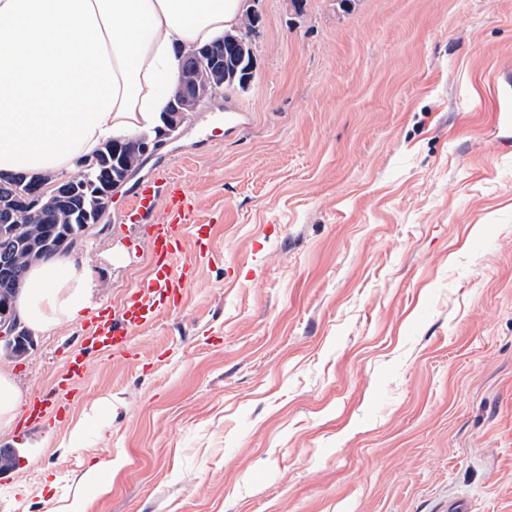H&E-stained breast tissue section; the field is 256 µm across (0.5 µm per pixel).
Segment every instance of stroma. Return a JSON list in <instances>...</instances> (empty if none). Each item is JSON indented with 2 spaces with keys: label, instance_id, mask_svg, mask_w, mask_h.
<instances>
[{
  "label": "stroma",
  "instance_id": "stroma-1",
  "mask_svg": "<svg viewBox=\"0 0 512 512\" xmlns=\"http://www.w3.org/2000/svg\"><path fill=\"white\" fill-rule=\"evenodd\" d=\"M251 8L253 83L115 192L94 310L10 360L26 400L149 276L127 214L158 169L212 227L196 276L129 355L87 351L62 420L0 430V512H512V0ZM112 414V401L105 400L101 409L94 411L92 414L85 415L73 427L70 433V445L73 448H80L83 443L86 431L97 423L102 415Z\"/></svg>",
  "mask_w": 512,
  "mask_h": 512
}]
</instances>
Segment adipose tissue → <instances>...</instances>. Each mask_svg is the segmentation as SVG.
I'll return each mask as SVG.
<instances>
[{
  "label": "adipose tissue",
  "instance_id": "1",
  "mask_svg": "<svg viewBox=\"0 0 512 512\" xmlns=\"http://www.w3.org/2000/svg\"><path fill=\"white\" fill-rule=\"evenodd\" d=\"M240 0H0V171L61 176L102 144L153 130L176 47L238 23ZM96 287L80 251L35 263L15 299L42 336L80 319Z\"/></svg>",
  "mask_w": 512,
  "mask_h": 512
}]
</instances>
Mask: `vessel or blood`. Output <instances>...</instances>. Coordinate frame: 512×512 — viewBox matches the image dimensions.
Listing matches in <instances>:
<instances>
[{
  "label": "vessel or blood",
  "instance_id": "obj_1",
  "mask_svg": "<svg viewBox=\"0 0 512 512\" xmlns=\"http://www.w3.org/2000/svg\"><path fill=\"white\" fill-rule=\"evenodd\" d=\"M166 197V218L162 223L147 226L153 252V265L149 277L136 289L123 306L99 312L91 332L85 336L86 344L97 348L110 358L128 355L133 331L151 326L155 319L175 304L182 288L193 280L196 269L184 260L182 253L187 239L202 243L210 233L206 224H192L195 204L184 185L159 174L140 183L134 192V204L129 210L130 223L140 224L153 213L159 197ZM86 360L82 353H74L67 362V372L55 391L49 396L35 397L26 407L24 424L31 425L48 416L63 417L74 399L71 380L82 375Z\"/></svg>",
  "mask_w": 512,
  "mask_h": 512
}]
</instances>
